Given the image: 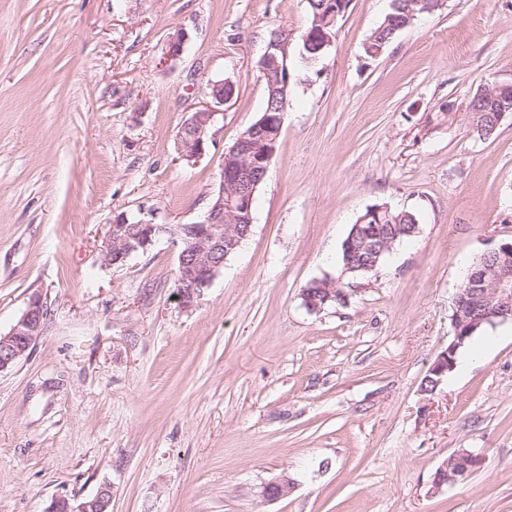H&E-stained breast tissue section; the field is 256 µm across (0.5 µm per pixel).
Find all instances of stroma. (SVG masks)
<instances>
[{
    "instance_id": "stroma-1",
    "label": "stroma",
    "mask_w": 512,
    "mask_h": 512,
    "mask_svg": "<svg viewBox=\"0 0 512 512\" xmlns=\"http://www.w3.org/2000/svg\"><path fill=\"white\" fill-rule=\"evenodd\" d=\"M390 10L349 0L319 62L293 54L252 232L186 309L177 248L112 267L109 226L199 220L263 109L269 36L300 41L307 0H0V334L33 297L46 312L0 373V512L104 486L111 512H512V323L424 389L466 267L512 241V117L482 138L470 110L512 84V0H445L368 58ZM225 78L204 157L177 161ZM380 204L419 231L350 284L342 243ZM320 280L347 302L309 311ZM461 450L482 465L433 490ZM284 478L288 497L267 500Z\"/></svg>"
}]
</instances>
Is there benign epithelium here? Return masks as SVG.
Here are the masks:
<instances>
[{
  "mask_svg": "<svg viewBox=\"0 0 512 512\" xmlns=\"http://www.w3.org/2000/svg\"><path fill=\"white\" fill-rule=\"evenodd\" d=\"M318 40L321 48L332 46V39L324 29L313 26L301 38L308 47ZM292 39L281 34L271 39L260 59L261 73L267 75L270 64L280 68L278 60H288ZM285 103L278 108L271 106L262 111V117L252 124L251 132L274 124L282 129ZM216 122V112L210 106L191 113L184 121L177 139L179 159L188 163L197 162L205 153L210 130ZM277 141H272L263 153L254 155V147L248 134H242L227 151L224 162L227 169L221 171L218 189L213 194L216 202L210 203L201 220L193 224H151L146 231L128 227L127 216L121 214L113 219L106 243L105 261L110 266H122L134 253L148 250L163 238L169 239L178 248V263L183 273L186 289L178 295L184 308L194 305L201 289L207 287L224 269V263L231 253L251 234V206L257 186L265 180L270 162L275 154ZM246 225L245 230L235 224ZM491 267L485 272L474 274L460 285L454 302L456 316L453 319L454 340L433 363L425 383L438 387L448 373L456 366V353L481 323L470 317L471 309L479 307L483 320L506 322L512 320V242L504 243L490 251ZM44 319L43 304L38 298L30 301L11 330L0 336V373L12 368L29 350L35 336L39 335ZM482 460L470 452H456L448 457L435 471L433 488L438 490L467 477ZM292 484L284 479L267 484L264 496L276 500L288 496ZM112 492L109 487L101 488L90 499L72 503L67 499L55 501L48 512H110Z\"/></svg>",
  "mask_w": 512,
  "mask_h": 512,
  "instance_id": "1",
  "label": "benign epithelium"
}]
</instances>
